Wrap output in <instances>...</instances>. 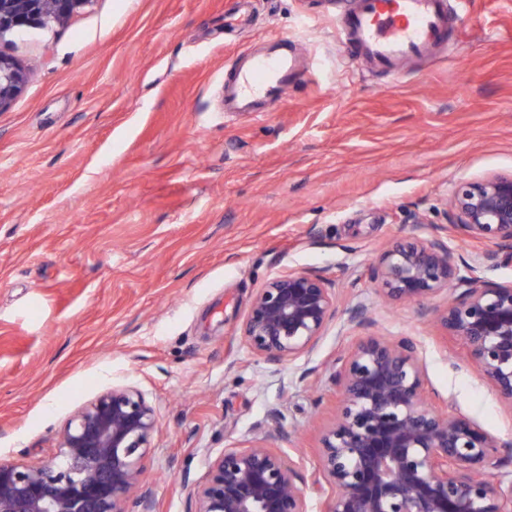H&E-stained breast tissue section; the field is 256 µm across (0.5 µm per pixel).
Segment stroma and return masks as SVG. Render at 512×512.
<instances>
[{
  "mask_svg": "<svg viewBox=\"0 0 512 512\" xmlns=\"http://www.w3.org/2000/svg\"><path fill=\"white\" fill-rule=\"evenodd\" d=\"M444 62L398 79L350 66L349 0H93L67 24L0 40L28 72L0 110V457L51 462L79 407L127 381L156 407L153 512H193L206 456L262 432L314 471L357 340L334 322L281 368L241 342L252 295L293 270L334 280L377 331L419 344L439 406L512 441V414L423 305L380 299L383 250L443 237L463 181L512 171V0H445ZM300 41L311 76L274 111L224 113V71L263 38ZM425 214L412 224L408 213Z\"/></svg>",
  "mask_w": 512,
  "mask_h": 512,
  "instance_id": "35a3bbf8",
  "label": "stroma"
}]
</instances>
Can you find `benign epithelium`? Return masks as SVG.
I'll use <instances>...</instances> for the list:
<instances>
[{"label": "benign epithelium", "instance_id": "7a95c632", "mask_svg": "<svg viewBox=\"0 0 512 512\" xmlns=\"http://www.w3.org/2000/svg\"><path fill=\"white\" fill-rule=\"evenodd\" d=\"M94 0H0V38L60 26ZM27 71L0 55V110L23 91ZM450 227L497 250L457 264L440 237L399 243L373 265L386 301L420 303L441 335L512 408V283L483 270L512 263V172L459 183ZM374 326L363 303L341 305L327 277L290 271L252 297L240 338L264 363L281 367L310 354L331 322ZM334 418L322 429L314 483L323 512H512V442L460 413L437 408L425 390L418 343L410 336H362L336 361ZM156 408L137 386L116 383L77 409L58 433L55 461L0 459V512H151L142 461L158 433ZM301 463L259 437L208 456L192 484L194 512H310Z\"/></svg>", "mask_w": 512, "mask_h": 512}]
</instances>
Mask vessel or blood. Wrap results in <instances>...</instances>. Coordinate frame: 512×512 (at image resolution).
Segmentation results:
<instances>
[{
	"label": "vessel or blood",
	"mask_w": 512,
	"mask_h": 512,
	"mask_svg": "<svg viewBox=\"0 0 512 512\" xmlns=\"http://www.w3.org/2000/svg\"><path fill=\"white\" fill-rule=\"evenodd\" d=\"M339 36L354 49L353 65L398 75L409 61L433 57L448 40L444 0H356ZM304 46L284 37L265 39L261 53L240 58L224 75V109L262 112L285 99L304 79Z\"/></svg>",
	"instance_id": "1"
}]
</instances>
